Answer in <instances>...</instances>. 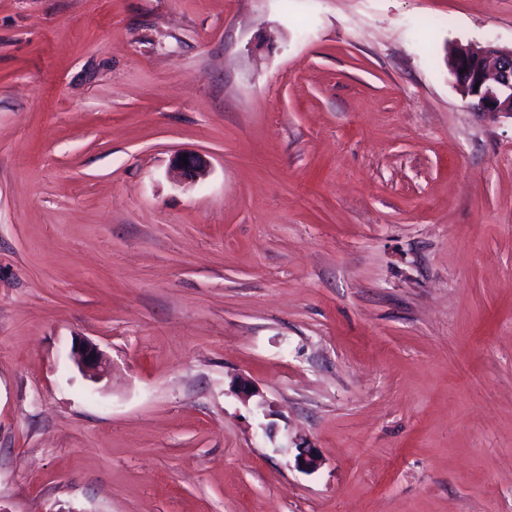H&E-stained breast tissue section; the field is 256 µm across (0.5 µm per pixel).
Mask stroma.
Listing matches in <instances>:
<instances>
[{"instance_id":"stroma-1","label":"stroma","mask_w":512,"mask_h":512,"mask_svg":"<svg viewBox=\"0 0 512 512\" xmlns=\"http://www.w3.org/2000/svg\"><path fill=\"white\" fill-rule=\"evenodd\" d=\"M470 43L512 0H0V512H512ZM182 157H176L174 162V167L178 173L193 182L199 180L205 174L209 161L201 154H192L187 156V164H183ZM71 357L78 369L91 379L100 380L110 370V362L106 355L91 342L84 340L75 342Z\"/></svg>"}]
</instances>
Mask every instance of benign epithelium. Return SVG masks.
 Listing matches in <instances>:
<instances>
[{
	"mask_svg": "<svg viewBox=\"0 0 512 512\" xmlns=\"http://www.w3.org/2000/svg\"><path fill=\"white\" fill-rule=\"evenodd\" d=\"M450 72L462 98L476 112H488L512 118V48L494 45H457L450 58ZM209 161L201 154L178 156L174 167L182 176L195 182L206 172ZM71 357L82 373L94 380L110 370L106 355L95 344L79 341L72 347ZM320 465L314 449L305 447L296 456V466L313 471Z\"/></svg>",
	"mask_w": 512,
	"mask_h": 512,
	"instance_id": "1",
	"label": "benign epithelium"
}]
</instances>
